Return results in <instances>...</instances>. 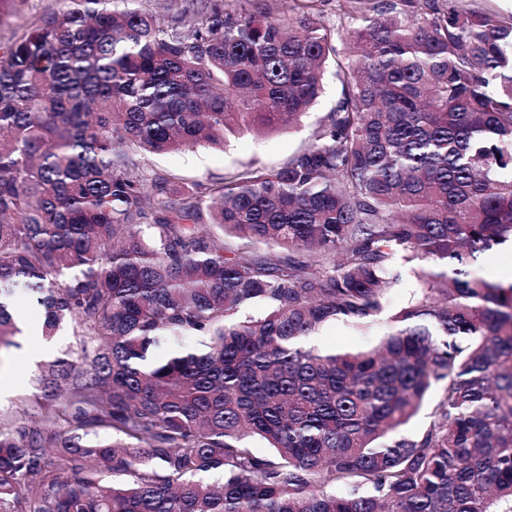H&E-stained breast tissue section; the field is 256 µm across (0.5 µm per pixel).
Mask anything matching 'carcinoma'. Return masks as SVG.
<instances>
[{"instance_id": "carcinoma-1", "label": "carcinoma", "mask_w": 512, "mask_h": 512, "mask_svg": "<svg viewBox=\"0 0 512 512\" xmlns=\"http://www.w3.org/2000/svg\"><path fill=\"white\" fill-rule=\"evenodd\" d=\"M125 2L71 0L0 49V347L16 288L79 347L39 379L64 410L0 416V512H512V282L471 274L512 244V22L339 0L344 62L322 0H207L167 26ZM331 66L342 98L283 165L178 202L145 173L291 127ZM395 261L418 288L374 347L309 344L371 328Z\"/></svg>"}]
</instances>
